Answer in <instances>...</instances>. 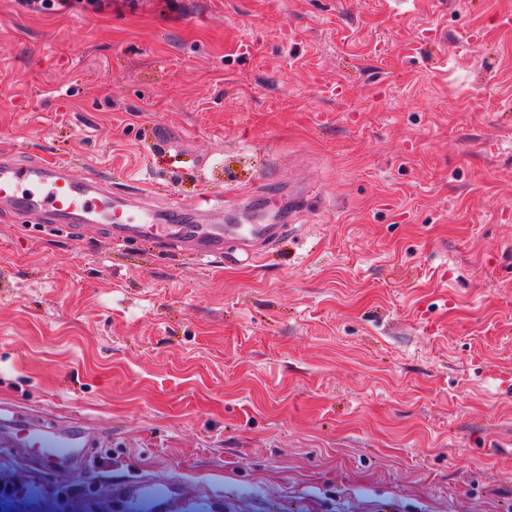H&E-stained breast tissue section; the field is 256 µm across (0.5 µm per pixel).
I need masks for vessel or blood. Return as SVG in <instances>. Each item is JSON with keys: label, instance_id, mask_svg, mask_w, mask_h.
Masks as SVG:
<instances>
[{"label": "vessel or blood", "instance_id": "b4317fda", "mask_svg": "<svg viewBox=\"0 0 512 512\" xmlns=\"http://www.w3.org/2000/svg\"><path fill=\"white\" fill-rule=\"evenodd\" d=\"M297 199L277 207L273 224H197L183 221L180 211L158 213L113 196L94 174L78 179L67 165L41 159L25 160L16 152L0 151V212L34 217L40 223L77 230L87 224L102 225L111 242L126 243L159 239L170 248L187 247L198 260L207 262L224 255V241L240 239L242 252L253 257L249 243L272 239L285 232L281 220L286 210L296 209ZM83 425L73 424L49 433L40 422L10 415L0 419V450L35 448L50 462L68 459L75 449L86 447ZM206 498L189 502L181 483L154 474L131 478L112 487L114 512H188L204 507Z\"/></svg>", "mask_w": 512, "mask_h": 512}]
</instances>
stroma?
<instances>
[{"instance_id": "stroma-1", "label": "stroma", "mask_w": 512, "mask_h": 512, "mask_svg": "<svg viewBox=\"0 0 512 512\" xmlns=\"http://www.w3.org/2000/svg\"><path fill=\"white\" fill-rule=\"evenodd\" d=\"M512 0H0V148L205 224L305 204L252 262L0 216V512H512ZM13 431L11 437L4 436V429ZM86 428L75 423L61 432L49 435L44 425L34 419L15 416L1 417L0 453L10 448H39L40 454L49 462H62L74 452V448H87ZM205 505L204 496L190 504L181 483L166 475H141L112 486L114 512H189Z\"/></svg>"}]
</instances>
